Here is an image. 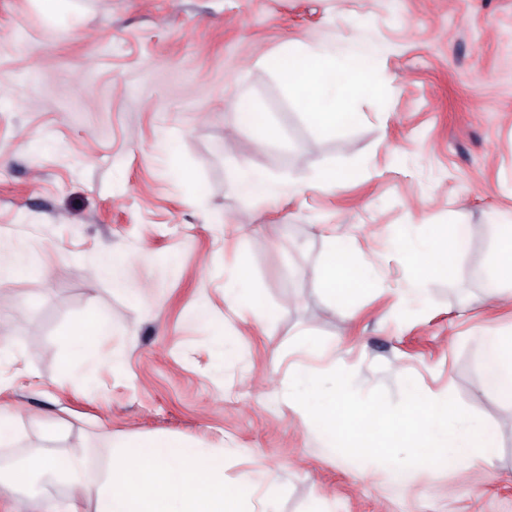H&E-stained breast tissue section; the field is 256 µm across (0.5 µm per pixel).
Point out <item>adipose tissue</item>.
<instances>
[{
	"mask_svg": "<svg viewBox=\"0 0 512 512\" xmlns=\"http://www.w3.org/2000/svg\"><path fill=\"white\" fill-rule=\"evenodd\" d=\"M376 44L359 47L344 41L307 49L289 48L266 58L285 93L297 99L303 119L321 135H331L359 118L356 102L377 93L371 59ZM462 237L448 224L426 238H408L407 264L411 283L429 273L452 276ZM368 283L365 270L342 245L326 251L318 284L329 307L351 302ZM477 360L486 388L512 403V335L480 336ZM25 468L10 471L8 482L21 489L30 476L65 484L66 512H81L92 497L93 512H253L254 488L266 481L264 471L246 475L240 484L224 481V451L177 438L155 437L135 446L111 448L101 465L90 466L84 448L41 447L24 459Z\"/></svg>",
	"mask_w": 512,
	"mask_h": 512,
	"instance_id": "obj_1",
	"label": "adipose tissue"
}]
</instances>
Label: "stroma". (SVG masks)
I'll return each mask as SVG.
<instances>
[{"mask_svg":"<svg viewBox=\"0 0 512 512\" xmlns=\"http://www.w3.org/2000/svg\"><path fill=\"white\" fill-rule=\"evenodd\" d=\"M373 42L381 92L356 123L315 134L262 64L287 46ZM279 128L259 143L233 103ZM241 133L233 141L224 134ZM282 194L237 187L241 165ZM353 169L334 190L325 170ZM512 219V0H0V409L20 439L90 449L154 436L226 449L224 478L265 469L278 512H512V406L487 392L476 337L512 332V299L474 264ZM458 225L453 277L407 302L395 233ZM337 235L371 274L330 308L315 271ZM246 265L262 307L230 310ZM112 319L91 372L66 333ZM326 348L300 351L303 334ZM330 366L392 400L413 378L494 428L496 453L392 487L373 461L325 453L280 398L289 371Z\"/></svg>","mask_w":512,"mask_h":512,"instance_id":"stroma-1","label":"stroma"}]
</instances>
